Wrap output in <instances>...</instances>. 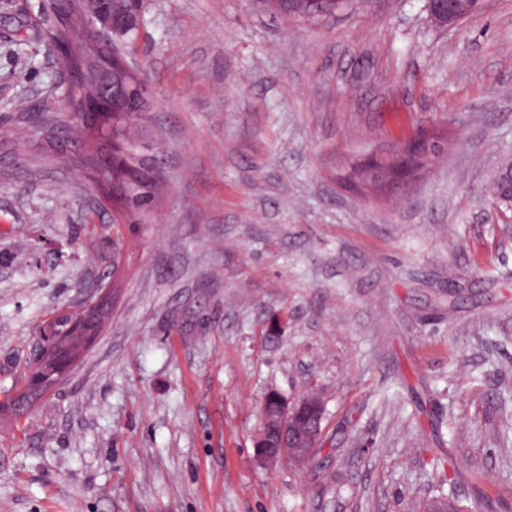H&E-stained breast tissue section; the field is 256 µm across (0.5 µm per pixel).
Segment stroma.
Instances as JSON below:
<instances>
[{
  "label": "stroma",
  "instance_id": "35a3bbf8",
  "mask_svg": "<svg viewBox=\"0 0 512 512\" xmlns=\"http://www.w3.org/2000/svg\"><path fill=\"white\" fill-rule=\"evenodd\" d=\"M38 0H0V392L57 310L107 294L96 339L0 415V512H512V0L441 28L426 0L320 19L255 0H144L132 62L156 104L153 209L115 236ZM402 197L351 162L422 129ZM317 391L313 460L264 464L268 391Z\"/></svg>",
  "mask_w": 512,
  "mask_h": 512
}]
</instances>
